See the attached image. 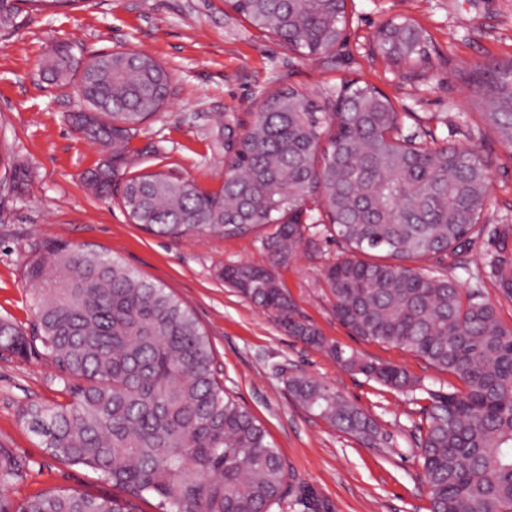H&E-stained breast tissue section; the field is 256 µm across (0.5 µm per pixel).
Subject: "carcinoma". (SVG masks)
Segmentation results:
<instances>
[{
	"label": "carcinoma",
	"instance_id": "carcinoma-1",
	"mask_svg": "<svg viewBox=\"0 0 512 512\" xmlns=\"http://www.w3.org/2000/svg\"><path fill=\"white\" fill-rule=\"evenodd\" d=\"M79 0H0V41L23 13ZM255 27L308 55L340 44L346 0H226ZM431 39L415 20L383 27L377 47L406 66L424 60ZM479 94L487 121L512 147V60L493 61ZM79 76L71 114L104 156L83 173L110 197L134 157L139 127L166 103L168 72L138 52L90 55L56 45L43 76L58 85ZM406 115L373 86L346 84L318 100L292 89L272 94L237 133L219 126L226 178L217 189L167 171L125 179L120 204L133 223L163 237L263 238L269 265H226L225 283L291 335L322 346L298 317L276 270L311 241L314 224L288 223L308 204L329 218L350 256L323 271L336 318L352 334L400 348L453 376L452 390L429 393L419 439L430 512H512V328L479 289L469 293L420 265L454 258L490 205L491 175L475 151L404 132ZM24 278L35 290L31 328L0 317V350L46 357L67 401L29 403L21 418L52 458L93 469L121 494L48 491L16 504L8 496L28 462L0 445V512H137L150 495L160 512H270L283 496L286 463L262 425L224 389L214 352L191 311L172 293L95 248L48 240L34 247ZM344 367L391 389L415 390L402 368L331 345ZM295 398L345 432L376 429L329 385L293 376Z\"/></svg>",
	"mask_w": 512,
	"mask_h": 512
}]
</instances>
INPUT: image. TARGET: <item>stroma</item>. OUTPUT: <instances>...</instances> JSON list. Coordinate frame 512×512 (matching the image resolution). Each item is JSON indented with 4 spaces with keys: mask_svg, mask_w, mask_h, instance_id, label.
Instances as JSON below:
<instances>
[{
    "mask_svg": "<svg viewBox=\"0 0 512 512\" xmlns=\"http://www.w3.org/2000/svg\"><path fill=\"white\" fill-rule=\"evenodd\" d=\"M403 17L416 20L437 48L413 78L375 49L378 30ZM61 42L88 54L141 52L164 64L167 103L133 141L154 143L158 152L137 161L136 169L170 170L207 189L219 188L224 178L211 147L216 113L239 130L280 90L317 95L352 81L377 87L408 113L407 127L429 129L438 141L487 161L490 205L456 264L436 269L463 290L481 289L510 328L512 298L500 288L498 271L512 269V235L505 233L512 228V148L486 125L487 106L473 75L512 58V0H346L342 43L317 56L264 35L224 0H90L32 13L14 37L0 42V317L23 328L33 319L34 290L23 269L34 244L53 239L103 247L172 292L208 334L225 389L261 420L287 464L286 491L271 512H429L418 440L428 392L448 391L453 378L411 353L364 341L337 320L321 272L343 258L345 246L325 228L278 269L282 287L300 318L328 342L403 367L417 382L415 394L348 371L218 278L224 265H267L258 233L159 237L132 224L116 198L92 194L82 174L100 150L69 119L79 105L77 86L53 85L40 74L44 57ZM14 162L30 178L12 189ZM299 375L328 384L362 409L379 430L377 441L361 442L304 409L288 388L289 378ZM61 398L57 372L45 358L0 351V445L29 463L9 489L15 503L53 489L113 492L92 469L50 458L21 421L22 405Z\"/></svg>",
    "mask_w": 512,
    "mask_h": 512,
    "instance_id": "35a3bbf8",
    "label": "stroma"
}]
</instances>
